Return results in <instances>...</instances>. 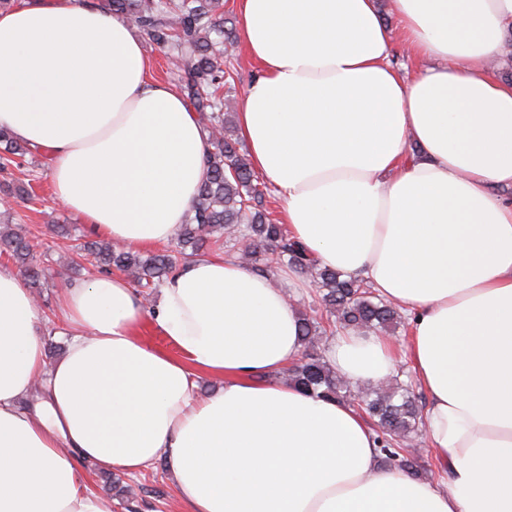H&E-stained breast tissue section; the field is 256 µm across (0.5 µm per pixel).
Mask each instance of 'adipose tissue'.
<instances>
[{
	"mask_svg": "<svg viewBox=\"0 0 512 512\" xmlns=\"http://www.w3.org/2000/svg\"><path fill=\"white\" fill-rule=\"evenodd\" d=\"M389 4L396 34L380 0H238L258 66L238 129L289 236L408 315L444 479L385 466L351 405L283 379L310 287L293 268L201 255L149 304L116 274L69 281L50 364L25 278L0 267V512H111L78 461L135 475L158 458L181 512H512V81L491 67L512 0ZM153 70L89 0L0 10V128L47 151L55 201L89 234L137 249L183 224L211 149ZM148 322L180 357L143 340ZM325 356L355 383L396 368L384 336L338 334ZM201 374L221 389L199 392Z\"/></svg>",
	"mask_w": 512,
	"mask_h": 512,
	"instance_id": "adipose-tissue-1",
	"label": "adipose tissue"
}]
</instances>
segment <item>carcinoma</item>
I'll return each instance as SVG.
<instances>
[{"label":"carcinoma","instance_id":"cac0c4a2","mask_svg":"<svg viewBox=\"0 0 512 512\" xmlns=\"http://www.w3.org/2000/svg\"><path fill=\"white\" fill-rule=\"evenodd\" d=\"M97 6L135 24L153 44L174 52L181 62L171 78L178 92L200 113L212 150L185 223L174 233L175 245L142 255L112 240L86 242L85 259L106 271L126 274L147 296L188 259L218 243L249 268L269 270L267 254L279 252V263L313 278L319 291L315 315L300 316L301 357L285 371L284 379L318 396L349 403L377 435L384 463L419 475L416 457L407 442L424 428L423 406L402 382L353 387L327 363L321 350L326 336L342 331L386 335L403 322L401 308L379 297L362 279L319 266L307 250L288 237L268 207L271 191L241 152L231 113L224 111V87L231 74L224 69V48L233 43L223 0H98ZM29 148L0 129V170L22 159ZM0 252L21 263L30 283L38 288L45 271L31 253L30 240L9 225L0 226Z\"/></svg>","mask_w":512,"mask_h":512}]
</instances>
